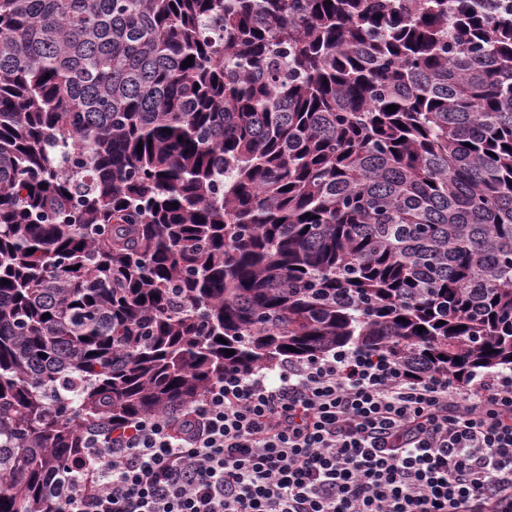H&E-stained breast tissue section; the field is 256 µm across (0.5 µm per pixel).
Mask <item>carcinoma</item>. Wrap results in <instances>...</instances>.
<instances>
[{
  "instance_id": "obj_1",
  "label": "carcinoma",
  "mask_w": 512,
  "mask_h": 512,
  "mask_svg": "<svg viewBox=\"0 0 512 512\" xmlns=\"http://www.w3.org/2000/svg\"><path fill=\"white\" fill-rule=\"evenodd\" d=\"M354 348L512 370V0H0V512Z\"/></svg>"
}]
</instances>
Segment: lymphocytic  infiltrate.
<instances>
[{
  "instance_id": "lymphocytic-infiltrate-1",
  "label": "lymphocytic infiltrate",
  "mask_w": 512,
  "mask_h": 512,
  "mask_svg": "<svg viewBox=\"0 0 512 512\" xmlns=\"http://www.w3.org/2000/svg\"><path fill=\"white\" fill-rule=\"evenodd\" d=\"M88 454L64 512H512V372L461 392L362 349L284 360Z\"/></svg>"
}]
</instances>
